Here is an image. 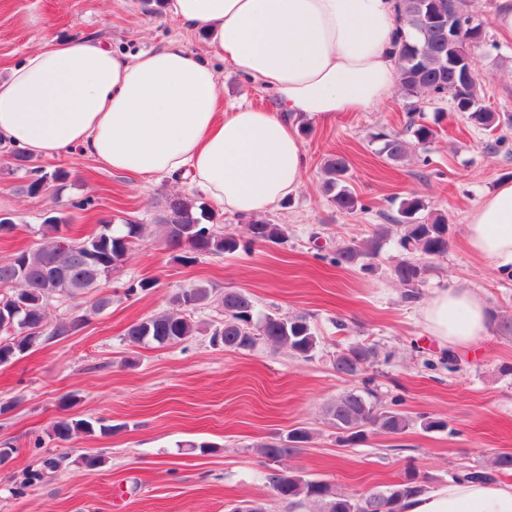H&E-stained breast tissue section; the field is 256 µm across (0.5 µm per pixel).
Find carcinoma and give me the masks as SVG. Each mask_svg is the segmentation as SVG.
Returning <instances> with one entry per match:
<instances>
[{
    "label": "carcinoma",
    "instance_id": "cac0c4a2",
    "mask_svg": "<svg viewBox=\"0 0 512 512\" xmlns=\"http://www.w3.org/2000/svg\"><path fill=\"white\" fill-rule=\"evenodd\" d=\"M463 33V42L457 50L470 53L487 45L486 40L471 42L472 32L481 25L468 9V0H395L396 21L405 31L395 42L397 60V89L405 98L421 95L438 100H452L454 111L466 116L475 128L489 130L501 125L512 126L511 115H500L482 104L477 82L463 89L462 77L448 65V30L440 25L424 22V16L448 21V12ZM417 106L410 108L406 132L412 140L400 133H380L374 140L382 142L379 153L393 163H401L409 152L425 148L435 138L434 127L415 119ZM11 155L19 168L29 171L32 179L26 187L30 195L42 193L48 181L63 183L69 172L58 168L47 175L31 165V156L14 147ZM323 188L330 201L341 211H365L364 203L348 186L346 160L338 156L325 162ZM427 205L416 195L404 198L397 215L390 217L391 225H378L372 235L359 242L352 241L336 249L334 262L338 266L372 267L394 229H399V246L407 257L401 260L393 274L406 292L404 297H417L416 289L429 272L428 260L448 252V220L442 215L424 214ZM69 219L59 212L45 218L38 229L40 240L29 248L17 251L9 260L0 262V287L10 291L0 295V364L30 350L41 341L44 332L45 311L48 302L57 297H73L93 293L102 282L111 278L131 248L144 238L147 225L128 221L124 224H103L100 230L86 236H65ZM249 237L243 241L234 235L219 231L213 214L186 196H173L166 201L163 215L158 218L159 238L172 250L188 253L187 261L199 256L232 255L247 251L261 243H278L286 238L280 224L257 220L248 225ZM213 297V289L204 285H190L174 296L173 307L145 317L126 329L125 339L132 346L155 345L165 347L180 344L191 336L208 334L214 345L226 349L247 350L258 340L277 347L288 348L295 356L310 360L315 355L319 340L310 321L303 315L279 316L256 312L254 301L242 292L228 290L217 298L224 313L219 327L198 321L197 309ZM378 350L373 345L360 344L336 354L333 366L342 377H358L376 362ZM373 393L367 387L345 389L330 403L325 416L327 424L336 429L339 441L357 445L378 433L401 434L416 422L427 430H443L447 423L425 416L418 418L406 411L383 407L372 401ZM113 432L103 419H68L54 421L48 436L68 442L82 435ZM312 440L305 428L288 431L284 440L263 444L259 454L269 462H278L289 451ZM512 470V454H499L491 466H474L453 476L463 481H495L498 474ZM274 496L284 499L301 498L321 505L322 512H398L399 503L424 491L416 471L409 469L400 481L379 486L363 494H341L326 480L307 479L296 473L285 480L276 473L269 477Z\"/></svg>",
    "mask_w": 512,
    "mask_h": 512
}]
</instances>
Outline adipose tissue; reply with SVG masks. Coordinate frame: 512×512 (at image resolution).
<instances>
[{
  "label": "adipose tissue",
  "mask_w": 512,
  "mask_h": 512,
  "mask_svg": "<svg viewBox=\"0 0 512 512\" xmlns=\"http://www.w3.org/2000/svg\"><path fill=\"white\" fill-rule=\"evenodd\" d=\"M202 30L213 54L272 92L277 106L218 115L217 75L181 44L132 55L96 39L50 41L0 80V140L53 159L80 149L118 172L182 173L225 212L277 207L302 184L299 127L376 108L397 87L394 0H165ZM469 252L512 277V181L471 211ZM444 350L477 347L488 307L470 288H442L421 310ZM399 512H512V485L451 482Z\"/></svg>",
  "instance_id": "1"
}]
</instances>
